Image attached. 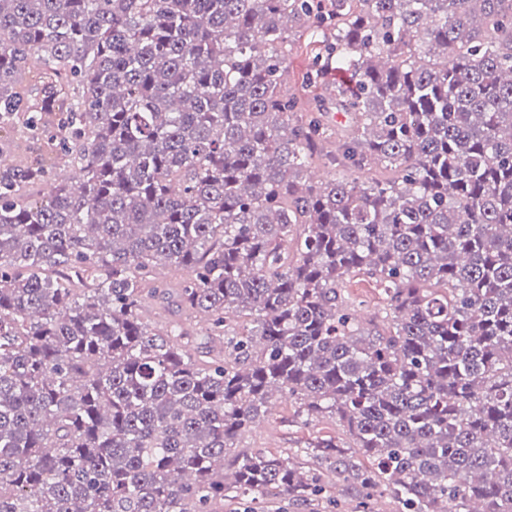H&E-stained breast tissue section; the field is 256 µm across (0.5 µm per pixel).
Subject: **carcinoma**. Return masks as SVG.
<instances>
[{"label": "carcinoma", "instance_id": "cac0c4a2", "mask_svg": "<svg viewBox=\"0 0 512 512\" xmlns=\"http://www.w3.org/2000/svg\"><path fill=\"white\" fill-rule=\"evenodd\" d=\"M294 27L336 30L304 105ZM2 130L0 512L319 495L239 448L277 393L342 427L294 453L358 512H512V0H0ZM316 157L342 178L299 180ZM345 294L354 302L358 312L366 320L382 315L385 306L384 295L374 280L365 276H352L344 283Z\"/></svg>", "mask_w": 512, "mask_h": 512}]
</instances>
